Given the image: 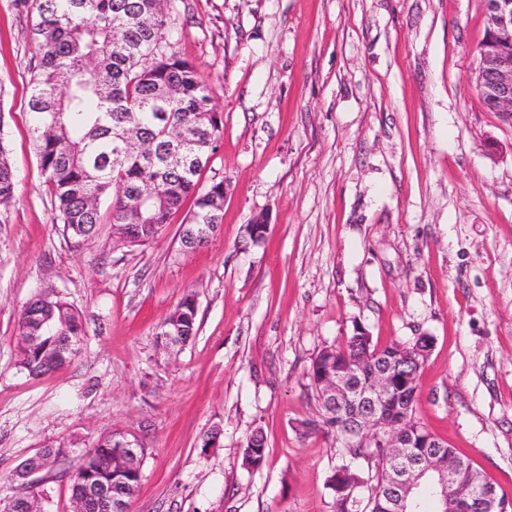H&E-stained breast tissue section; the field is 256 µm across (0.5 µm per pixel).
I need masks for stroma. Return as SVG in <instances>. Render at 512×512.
Returning a JSON list of instances; mask_svg holds the SVG:
<instances>
[{
	"label": "stroma",
	"instance_id": "1",
	"mask_svg": "<svg viewBox=\"0 0 512 512\" xmlns=\"http://www.w3.org/2000/svg\"><path fill=\"white\" fill-rule=\"evenodd\" d=\"M169 50L196 64L224 129L201 186L223 222L184 251L186 211L142 247L110 223H54L29 131L32 14L0 0V512L37 489L70 512L78 454L115 432L146 448L130 512H333V436L312 359L363 325L431 345L416 418L512 496V123L476 88L483 0H168ZM266 216L263 243L249 225ZM49 292L80 315L70 363L18 366L19 318ZM194 339L161 332L181 299ZM262 433L266 458L243 466ZM62 454L30 477L27 459ZM17 186V176L10 163L8 150L0 142V205H7L12 201Z\"/></svg>",
	"mask_w": 512,
	"mask_h": 512
}]
</instances>
